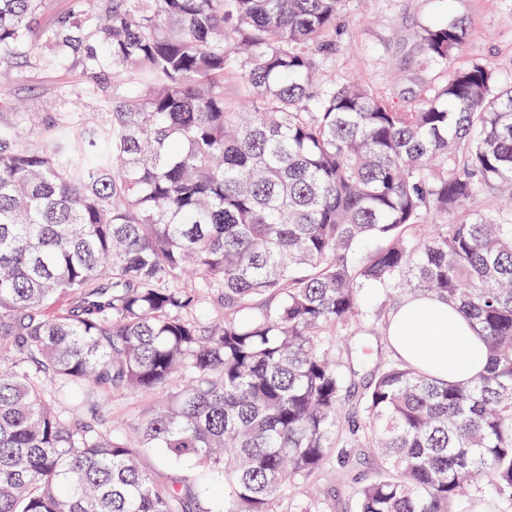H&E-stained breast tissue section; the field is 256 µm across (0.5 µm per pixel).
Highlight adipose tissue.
Here are the masks:
<instances>
[{
	"mask_svg": "<svg viewBox=\"0 0 512 512\" xmlns=\"http://www.w3.org/2000/svg\"><path fill=\"white\" fill-rule=\"evenodd\" d=\"M396 354L436 376L469 380L482 372L478 338L466 317L436 298H406L387 320Z\"/></svg>",
	"mask_w": 512,
	"mask_h": 512,
	"instance_id": "ef3b65f1",
	"label": "adipose tissue"
}]
</instances>
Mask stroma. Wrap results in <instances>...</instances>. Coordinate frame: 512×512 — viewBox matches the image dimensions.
Wrapping results in <instances>:
<instances>
[{
    "label": "stroma",
    "mask_w": 512,
    "mask_h": 512,
    "mask_svg": "<svg viewBox=\"0 0 512 512\" xmlns=\"http://www.w3.org/2000/svg\"><path fill=\"white\" fill-rule=\"evenodd\" d=\"M455 19L468 29L450 67L424 61L422 31L436 21ZM330 38L335 51L319 57L324 85L356 80L407 112L447 82L452 73L480 64L501 83L512 82V0H346ZM79 70L45 67L14 81L16 111L56 98L63 85L77 86Z\"/></svg>",
    "instance_id": "stroma-1"
}]
</instances>
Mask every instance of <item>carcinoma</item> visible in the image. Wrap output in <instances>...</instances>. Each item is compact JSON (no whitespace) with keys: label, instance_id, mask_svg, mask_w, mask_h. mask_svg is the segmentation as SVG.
Segmentation results:
<instances>
[{"label":"carcinoma","instance_id":"1","mask_svg":"<svg viewBox=\"0 0 512 512\" xmlns=\"http://www.w3.org/2000/svg\"><path fill=\"white\" fill-rule=\"evenodd\" d=\"M344 2L74 0L46 27L0 0V69L84 78L63 112L0 88V512H193L139 448L221 477L216 512H326L283 491L330 462L353 512H455L480 480L512 504V210L471 208L512 184V84L474 65L412 112L323 90ZM465 38L429 25L425 62ZM414 294L475 323L486 371L437 379L383 332L352 391L353 329ZM127 393L162 399L114 432ZM512 198V186L504 187L501 185L481 186L477 192L473 207L478 209H490L499 200Z\"/></svg>","mask_w":512,"mask_h":512}]
</instances>
